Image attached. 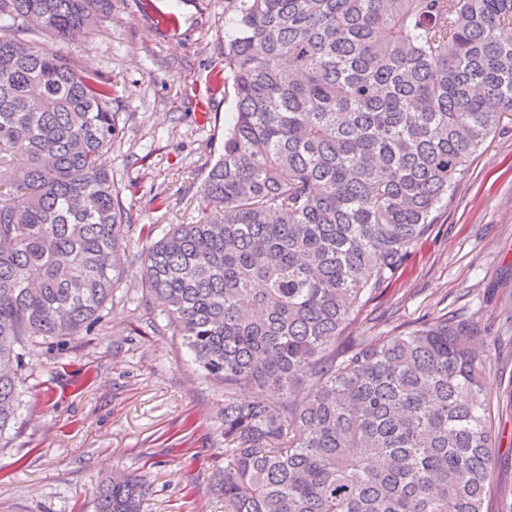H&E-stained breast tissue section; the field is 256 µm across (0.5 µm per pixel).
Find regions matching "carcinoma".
Here are the masks:
<instances>
[{"instance_id": "obj_1", "label": "carcinoma", "mask_w": 512, "mask_h": 512, "mask_svg": "<svg viewBox=\"0 0 512 512\" xmlns=\"http://www.w3.org/2000/svg\"><path fill=\"white\" fill-rule=\"evenodd\" d=\"M231 2L213 86L232 83L234 109L206 218L148 227L139 271L161 329L224 384V512H486L495 360L479 312L345 332L512 112V0ZM111 13L0 0V436L22 404L12 362L90 330L123 272L112 88L35 39ZM146 490L115 475L98 512H141Z\"/></svg>"}]
</instances>
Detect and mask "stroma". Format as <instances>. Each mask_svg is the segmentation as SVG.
Returning a JSON list of instances; mask_svg holds the SVG:
<instances>
[{"instance_id": "stroma-1", "label": "stroma", "mask_w": 512, "mask_h": 512, "mask_svg": "<svg viewBox=\"0 0 512 512\" xmlns=\"http://www.w3.org/2000/svg\"><path fill=\"white\" fill-rule=\"evenodd\" d=\"M228 0H114L94 34L41 44L90 65L112 85L120 133L108 165L132 214L127 275L90 332L37 339L18 367L21 417L0 436V512H95L113 471L145 476L143 512H224V388L158 331L135 274L140 230L199 220L197 191L224 146L233 91L211 94L224 59ZM482 310L496 375L487 381L499 433L489 512L512 502V112L504 113L448 194L430 234L347 330L374 336L453 311Z\"/></svg>"}]
</instances>
